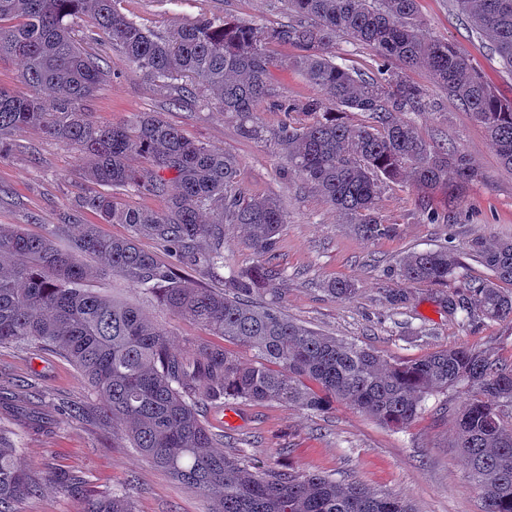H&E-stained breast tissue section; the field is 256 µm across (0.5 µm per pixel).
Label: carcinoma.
<instances>
[{
  "label": "carcinoma",
  "mask_w": 512,
  "mask_h": 512,
  "mask_svg": "<svg viewBox=\"0 0 512 512\" xmlns=\"http://www.w3.org/2000/svg\"><path fill=\"white\" fill-rule=\"evenodd\" d=\"M294 20L277 27L228 17L201 16L164 34L122 14L116 0H0V58L23 61L31 93L0 88V160L10 137L34 128L72 145L86 160L87 189L78 207L102 224H126L131 235L113 238L83 224L69 242L67 224L32 234L0 224V344L33 343L66 357L105 403L112 431L178 483L200 492L209 512H415L391 495L357 483L339 485L318 472L251 465L215 449L218 437L201 407L237 401L277 402L321 411L343 400L387 427L409 425L427 396L459 384L473 389L456 411L455 447L470 461L483 512H512V367L472 348L444 349L408 362L387 364L373 349L323 336L288 319L272 294L285 274L266 259L288 213L277 196L252 197L239 185L236 156L188 139L158 112L129 124L101 125L89 112L104 69L70 34L69 19L87 6L98 28L112 37L129 69L161 83L177 105L191 79L206 98L235 120L242 137L273 144L287 174L310 185L344 223L371 239L398 233L380 214L384 188L406 182L422 190L416 209L439 219L431 195L478 182L482 174L461 145L423 139L406 112L426 107L425 90L405 70L424 66L448 99L468 111L512 171V101L503 97L453 44L427 34L417 0H284ZM462 19L512 72V0H454ZM343 35L370 47L381 79L336 63L326 52ZM297 50L290 60L273 47ZM291 66L317 90L306 99L276 93L274 71ZM288 118L266 134L258 123L261 103ZM366 115L354 123L348 114ZM132 154L148 164L134 170ZM131 187L166 200L163 211L134 208L99 190ZM242 224L263 260L247 272L224 275V225ZM149 237L173 263L138 246ZM488 277L448 299L467 318L512 319V239L467 245ZM223 283L204 288L181 277L177 265ZM459 268L446 247L415 253L397 268L408 283L440 284ZM111 273L189 318L211 336L253 351L242 365L223 346L190 340L171 346L169 333L119 288H96ZM23 449L0 436V512H21L37 496L43 477L82 501L80 512H134L127 489L88 492L71 472L41 476L21 466Z\"/></svg>",
  "instance_id": "1"
}]
</instances>
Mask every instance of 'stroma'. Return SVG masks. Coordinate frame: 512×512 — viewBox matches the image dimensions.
Here are the masks:
<instances>
[{
  "label": "stroma",
  "mask_w": 512,
  "mask_h": 512,
  "mask_svg": "<svg viewBox=\"0 0 512 512\" xmlns=\"http://www.w3.org/2000/svg\"><path fill=\"white\" fill-rule=\"evenodd\" d=\"M419 20L432 37L453 43L504 96L512 99V73L472 34L452 0H418ZM117 7L137 24L162 33L207 14L233 16L276 27L288 19L280 0H118ZM74 39L97 57L108 75L91 102L99 124H123L141 112H159L184 135L241 161L240 182L252 196L280 197L288 211L274 261L285 270L277 298L294 321L319 333L368 346L387 362L415 360L465 346L503 366L512 365V321L473 319L451 313L448 296L465 291L485 270L472 260L444 284H411L395 273L413 253L448 247L464 254L469 241L494 244L512 238V171L505 169L486 132L429 77L426 69L407 77L424 88L426 111L412 114L419 135L460 143L484 178L455 203L435 195L445 220L427 224L415 208L416 191L406 184L386 187L379 203L386 221L399 227L395 237L373 240L343 224L318 192L296 178H283L285 161L265 142L243 139L235 122L213 104L202 102L203 87L182 107L149 77L132 73L111 37L98 29L92 13L73 18ZM0 160V224L32 233L47 224H99L103 234L125 237L124 224H100L97 214L77 207L86 186L85 160L76 149L30 129L13 138ZM259 258L247 229L229 224L224 235V266L244 271ZM344 280L355 293L339 299L329 283ZM0 435L24 448L21 462L45 473L62 466L81 475L97 494L129 487L135 512H209L198 492L143 459L124 436L113 433L101 400L59 354L31 346L0 345ZM471 396L461 384L426 398L417 419L399 429L383 426L343 402L313 412L270 402H236L209 407L206 422L224 434V452L257 463L316 471L339 483L408 499L416 512H481V491L470 478L467 459L455 446L456 411ZM86 409L67 419L63 404Z\"/></svg>",
  "instance_id": "35a3bbf8"
}]
</instances>
